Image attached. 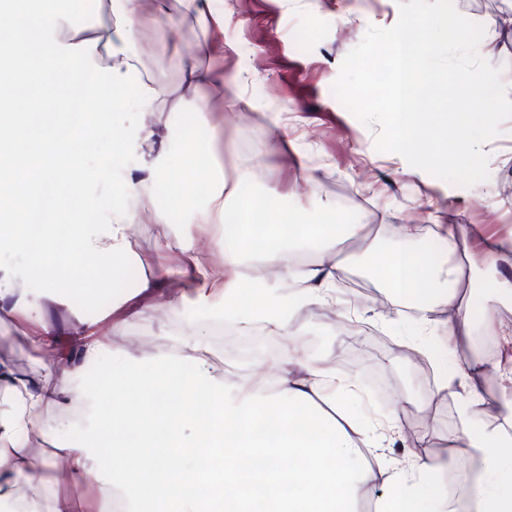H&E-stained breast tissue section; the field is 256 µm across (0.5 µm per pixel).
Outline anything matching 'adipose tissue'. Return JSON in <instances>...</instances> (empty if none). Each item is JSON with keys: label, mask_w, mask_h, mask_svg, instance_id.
Segmentation results:
<instances>
[{"label": "adipose tissue", "mask_w": 512, "mask_h": 512, "mask_svg": "<svg viewBox=\"0 0 512 512\" xmlns=\"http://www.w3.org/2000/svg\"><path fill=\"white\" fill-rule=\"evenodd\" d=\"M116 24L102 26L100 36L74 41L60 37L63 27L84 29L79 17L60 11L56 0H0V181L13 182L14 171L41 150L53 158L40 181L63 184L76 192L103 176L104 167H86L79 145H92L97 124L70 127L72 85L87 71L99 74L96 103L112 106L114 87L141 84V110L152 109L155 89L143 79L140 63L127 44L144 22L159 21L158 0H109ZM86 210L100 214L103 230L82 231L77 249L92 257L101 287L129 249L130 216L116 204L94 195L84 198ZM363 224H272L262 254L265 266L279 268L286 282H305L299 303L335 301L333 265L338 244L366 233ZM287 237L321 251L310 264L283 263L275 241ZM438 258L391 250L381 262L387 283L399 293L422 290V313L448 307L457 318L448 325L452 336H469L479 298L512 304V280L495 276L498 259L512 252V236L483 233L470 224L438 225L433 232ZM484 264L491 275L474 289L475 268ZM249 314L239 310L238 291H224V318L242 329L262 324L279 337L278 357L267 363L259 383L227 384L207 363L192 377L179 372L175 358L112 355L113 402L104 408L78 385L83 366L100 360L97 340L76 336L74 364L48 366L33 389L12 384L0 371V388L13 400V414L0 424V498L17 482L38 491L52 473L74 481L95 482L121 494L127 512H358L359 492L381 484L385 496L379 512H512V398L486 400L483 380L487 362L472 352L463 373L469 392L462 398L455 447L480 462L461 497L448 493L443 463L416 456L403 467L379 453L375 429L358 424L351 409L358 397L356 382L320 366L299 343L292 323L293 306L276 288L254 280ZM305 374L291 376V366ZM87 404L99 425L111 426L112 441L90 433L83 446L62 448L50 459L34 460L17 431L35 426L44 408L60 399ZM332 412L319 410V403ZM497 411V426L473 433L471 426L485 407ZM99 468L91 470L87 460Z\"/></svg>", "instance_id": "ef3b65f1"}]
</instances>
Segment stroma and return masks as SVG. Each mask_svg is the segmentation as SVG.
Instances as JSON below:
<instances>
[{
	"instance_id": "1",
	"label": "stroma",
	"mask_w": 512,
	"mask_h": 512,
	"mask_svg": "<svg viewBox=\"0 0 512 512\" xmlns=\"http://www.w3.org/2000/svg\"><path fill=\"white\" fill-rule=\"evenodd\" d=\"M463 16L486 30L483 57L501 70L512 94V0H453ZM399 18L396 0L372 9L368 0H226L223 28L201 30L182 0H169L162 24L141 27L129 46L160 93L153 111H137L140 89L117 87L120 108L98 118V150L88 167L105 165L108 176L90 183L87 193L126 203L121 189L136 182L150 211L129 230L130 247L117 266L109 290L96 288L98 275L74 249L48 241L32 258L12 225L0 228V278L14 294L0 298V366L30 369L41 376L47 361L43 331L89 332L105 351L87 367L80 382L104 399L112 397L111 356H177L183 375H193L200 354L213 357L219 374L256 369L271 359L261 347L219 342L209 328L224 308V281L234 272L224 264V230L206 223L209 188L235 169L250 173V196L267 203L274 223L306 224H476L499 236L512 233V119L482 147L489 177L473 186L449 185L401 156L378 152L380 128L360 123L333 95L346 54L369 26L389 28ZM208 39L215 82L184 90L180 57L190 56L198 39ZM251 102L241 113L227 98ZM125 129L127 148L112 145L114 129ZM454 210H447V200ZM209 275L208 298H198L188 282L202 270ZM73 282L47 287L59 269ZM164 287L152 288L153 280ZM336 282L357 284L353 296L333 306L309 304L295 315L311 356L340 376L358 381L357 413L380 419L399 417L400 435H388L384 455L403 462L415 451L417 434L432 445L429 458L451 457V476L466 472L467 456L450 453L448 435L457 423L442 384H460L461 357L442 353L448 336L447 308H433L428 320L413 313L420 297H402L387 288L379 268L348 262ZM39 307L29 322L28 304ZM70 404L46 408L41 422L22 439L41 456L60 444L82 445L95 420L91 413L71 418ZM69 497L88 512L100 499L97 484L46 478L43 500Z\"/></svg>"
}]
</instances>
